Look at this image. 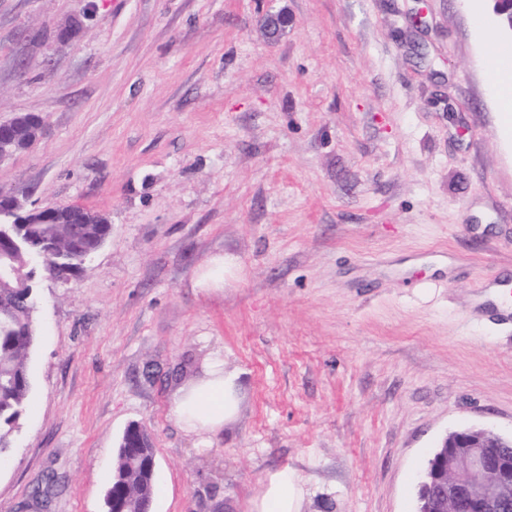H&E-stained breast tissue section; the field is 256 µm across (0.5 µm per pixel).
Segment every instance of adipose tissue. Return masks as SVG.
I'll list each match as a JSON object with an SVG mask.
<instances>
[{"mask_svg": "<svg viewBox=\"0 0 512 512\" xmlns=\"http://www.w3.org/2000/svg\"><path fill=\"white\" fill-rule=\"evenodd\" d=\"M237 383L215 359L205 377L184 390L172 403V416L190 433L208 439L221 431L236 409ZM302 497L296 478L285 471L273 474L257 512H299Z\"/></svg>", "mask_w": 512, "mask_h": 512, "instance_id": "ef3b65f1", "label": "adipose tissue"}]
</instances>
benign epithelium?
Here are the masks:
<instances>
[{"label": "benign epithelium", "mask_w": 512, "mask_h": 512, "mask_svg": "<svg viewBox=\"0 0 512 512\" xmlns=\"http://www.w3.org/2000/svg\"><path fill=\"white\" fill-rule=\"evenodd\" d=\"M8 199L0 218L23 214L30 224H45L40 209L23 204L1 189ZM512 512V435L467 426L446 435L423 470L416 512Z\"/></svg>", "instance_id": "1"}]
</instances>
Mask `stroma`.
I'll return each mask as SVG.
<instances>
[{
  "label": "stroma",
  "mask_w": 512,
  "mask_h": 512,
  "mask_svg": "<svg viewBox=\"0 0 512 512\" xmlns=\"http://www.w3.org/2000/svg\"><path fill=\"white\" fill-rule=\"evenodd\" d=\"M498 34L488 0H0V120L44 121L0 188L111 224L37 285L0 512H102L132 424L153 512H255L281 470L301 512H414L446 432L512 434ZM217 358L238 401L204 445L169 408ZM196 285L206 291L224 287L223 256L215 257L210 261L207 269L198 278Z\"/></svg>",
  "instance_id": "stroma-1"
}]
</instances>
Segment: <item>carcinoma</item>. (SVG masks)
Listing matches in <instances>:
<instances>
[{
  "instance_id": "obj_1",
  "label": "carcinoma",
  "mask_w": 512,
  "mask_h": 512,
  "mask_svg": "<svg viewBox=\"0 0 512 512\" xmlns=\"http://www.w3.org/2000/svg\"><path fill=\"white\" fill-rule=\"evenodd\" d=\"M57 217L59 224L0 221V249L11 255L23 273L19 283L0 282V457L8 456L33 390L30 358L37 342V277L69 279L111 232V225L103 223L105 217L91 211L79 216L65 207L57 210ZM153 454L144 431L124 434L114 480L106 491V512H112L114 497L123 500L126 512H140L154 496L153 472L144 465Z\"/></svg>"
}]
</instances>
